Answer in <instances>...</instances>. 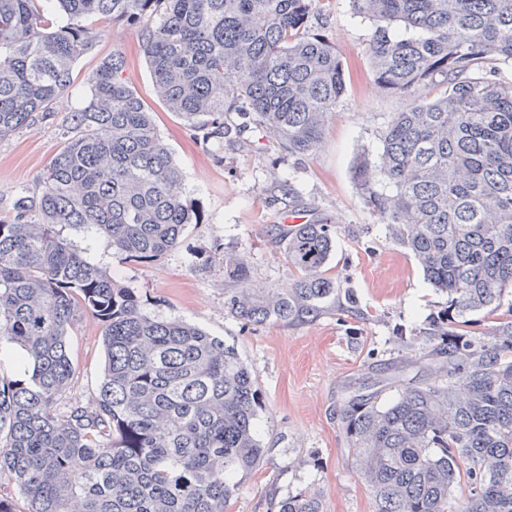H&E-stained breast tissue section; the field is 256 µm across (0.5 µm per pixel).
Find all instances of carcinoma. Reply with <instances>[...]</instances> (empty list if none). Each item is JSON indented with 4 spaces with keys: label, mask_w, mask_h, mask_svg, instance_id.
Wrapping results in <instances>:
<instances>
[{
    "label": "carcinoma",
    "mask_w": 512,
    "mask_h": 512,
    "mask_svg": "<svg viewBox=\"0 0 512 512\" xmlns=\"http://www.w3.org/2000/svg\"><path fill=\"white\" fill-rule=\"evenodd\" d=\"M316 0H0V139L54 113L90 21L141 30L155 90L204 143L257 123L284 151L320 145L346 91L345 63L307 23ZM373 21L372 75L410 105L381 135L374 166L354 179L390 238L411 252L448 309L425 331L443 359L434 384L385 385L349 401L343 420L375 512H512V313L469 331L512 288V0H353ZM413 30L403 37L397 30ZM124 53L87 77L36 191L0 215V342L27 375H0V512H224L234 478L265 449L256 382L234 347L179 319L146 314L137 295L90 261L97 245L150 263L177 249L199 215L153 111L131 88ZM244 105L242 121L224 112ZM383 176L390 191L379 189ZM82 233L80 250L63 235ZM299 273L284 292L251 283L246 259L224 256L225 304L252 324L299 322L336 295L324 275L332 226L281 235ZM102 327L105 365L92 411L56 410L73 367L76 312ZM20 493L24 506L15 501ZM279 512H323L315 494Z\"/></svg>",
    "instance_id": "cac0c4a2"
}]
</instances>
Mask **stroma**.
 I'll list each match as a JSON object with an SVG mask.
<instances>
[{
  "label": "stroma",
  "instance_id": "35a3bbf8",
  "mask_svg": "<svg viewBox=\"0 0 512 512\" xmlns=\"http://www.w3.org/2000/svg\"><path fill=\"white\" fill-rule=\"evenodd\" d=\"M93 27L94 45L75 63L58 112L0 139V213L18 189L39 188L70 112L88 91L89 73L101 58L123 51L130 84L154 111L200 221L188 225L178 249L153 263L100 251L94 257L138 295L147 314L180 319L224 339L255 376L265 454L239 479L224 512H278L281 497L304 493L317 494L324 512H374L353 468L358 450L345 436L342 416L350 396L372 392L390 365L403 366L404 380L436 381L426 365L431 344L421 330L441 315L448 298L427 282L415 257L390 239L353 179L356 158H378L390 116L408 105L372 81V21L356 13L352 0H318L309 18V33L324 35L349 67L346 92L309 155L287 153L260 131L225 142L220 151L206 145L156 98L139 29L100 21ZM291 210L334 225L336 246L325 270L336 296L309 321L244 323L224 304L231 286L224 257L244 255L254 287H291L298 273L278 236ZM68 347L74 376L57 408H94L104 349L89 313H77Z\"/></svg>",
  "mask_w": 512,
  "mask_h": 512
}]
</instances>
